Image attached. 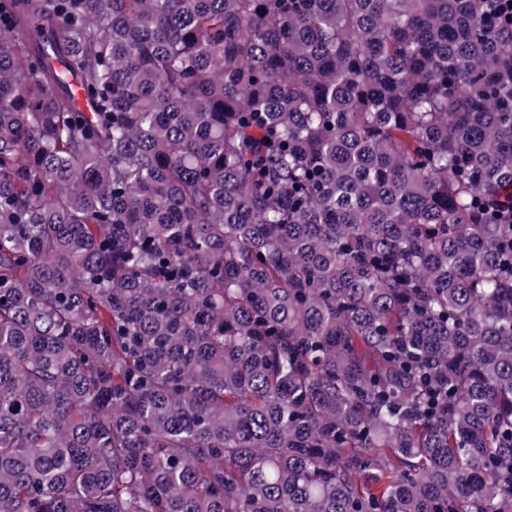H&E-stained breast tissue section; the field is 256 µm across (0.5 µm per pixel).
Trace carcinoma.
<instances>
[{"label":"carcinoma","instance_id":"1","mask_svg":"<svg viewBox=\"0 0 512 512\" xmlns=\"http://www.w3.org/2000/svg\"><path fill=\"white\" fill-rule=\"evenodd\" d=\"M508 184L485 0H0V512H512Z\"/></svg>","mask_w":512,"mask_h":512}]
</instances>
